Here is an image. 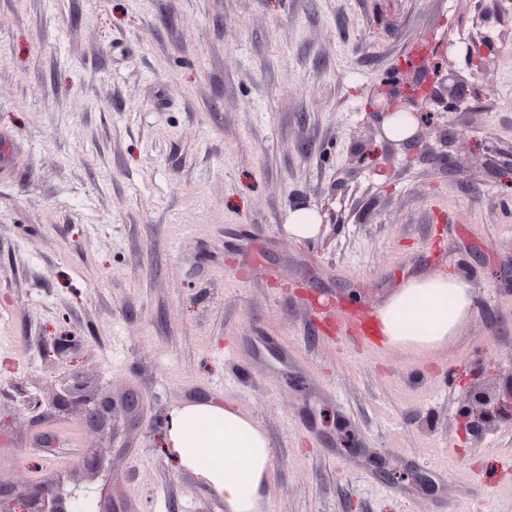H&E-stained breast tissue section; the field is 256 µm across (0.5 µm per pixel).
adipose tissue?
<instances>
[{
  "instance_id": "obj_1",
  "label": "adipose tissue",
  "mask_w": 512,
  "mask_h": 512,
  "mask_svg": "<svg viewBox=\"0 0 512 512\" xmlns=\"http://www.w3.org/2000/svg\"><path fill=\"white\" fill-rule=\"evenodd\" d=\"M472 304L471 290L458 275L413 274L378 309L372 333L382 346L428 352L459 333ZM163 450L223 500L226 512H263L273 450L265 431L239 410L216 402L174 408L166 418Z\"/></svg>"
}]
</instances>
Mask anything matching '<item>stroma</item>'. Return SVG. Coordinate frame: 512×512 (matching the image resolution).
Returning a JSON list of instances; mask_svg holds the SVG:
<instances>
[{"label":"stroma","mask_w":512,"mask_h":512,"mask_svg":"<svg viewBox=\"0 0 512 512\" xmlns=\"http://www.w3.org/2000/svg\"><path fill=\"white\" fill-rule=\"evenodd\" d=\"M475 2L0 0V479H82L100 436L51 406L79 374L115 403L96 484L122 512H225L162 451L199 400L268 436L266 512H512V425L460 429L512 368V0H483L486 70L453 63L448 168H404L369 115ZM301 206L316 238L285 229ZM437 271L472 292L458 336L364 341Z\"/></svg>","instance_id":"obj_1"}]
</instances>
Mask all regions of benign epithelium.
Listing matches in <instances>:
<instances>
[{"instance_id":"benign-epithelium-1","label":"benign epithelium","mask_w":512,"mask_h":512,"mask_svg":"<svg viewBox=\"0 0 512 512\" xmlns=\"http://www.w3.org/2000/svg\"><path fill=\"white\" fill-rule=\"evenodd\" d=\"M486 46V38L471 34L460 45L446 42L434 46L423 71L428 79L415 78L406 91H387L375 101L379 132L390 145L406 150L405 162L448 165V113L458 107L467 96V86L452 69L448 68L449 56L463 57L467 66L480 71L485 53L476 56L473 49ZM434 132L442 151H425L423 142L428 132ZM57 406L66 411L78 412L83 420L100 431L102 439L110 441L108 420L98 414L89 416V405L70 391L59 397ZM506 420L512 423V370L499 379L495 389L474 392L465 416V430L477 433L483 427ZM89 483L69 492L43 480H34L23 488L0 479V512H78L76 505H97L96 512H119L115 507L102 505L96 489Z\"/></svg>"}]
</instances>
